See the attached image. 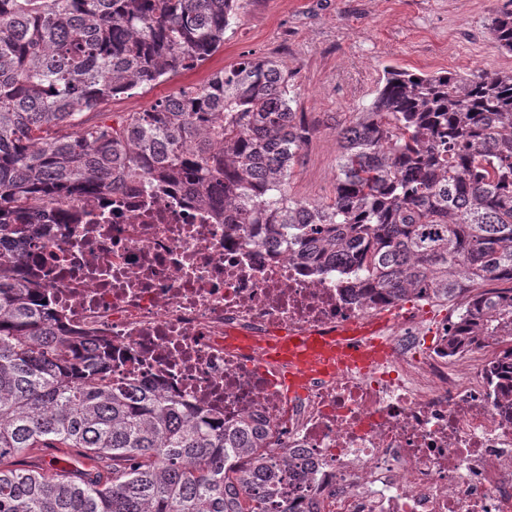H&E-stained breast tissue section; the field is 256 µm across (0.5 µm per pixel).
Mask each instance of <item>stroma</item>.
Masks as SVG:
<instances>
[{
	"label": "stroma",
	"mask_w": 512,
	"mask_h": 512,
	"mask_svg": "<svg viewBox=\"0 0 512 512\" xmlns=\"http://www.w3.org/2000/svg\"><path fill=\"white\" fill-rule=\"evenodd\" d=\"M512 0H237L224 45L201 65L117 96L108 112H140L197 87L225 66L269 58L288 73L297 111L315 131L288 187L299 200L332 196L336 125L369 105L397 65L415 73L512 72L489 27Z\"/></svg>",
	"instance_id": "stroma-1"
}]
</instances>
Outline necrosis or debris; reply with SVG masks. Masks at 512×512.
Returning a JSON list of instances; mask_svg holds the SVG:
<instances>
[{"label": "necrosis or debris", "instance_id": "4bbe7bcc", "mask_svg": "<svg viewBox=\"0 0 512 512\" xmlns=\"http://www.w3.org/2000/svg\"><path fill=\"white\" fill-rule=\"evenodd\" d=\"M75 208V224L47 210L53 236L20 276L70 336L111 346L113 380L247 425L290 512H512V336L449 347L426 293L391 303L335 262L315 272L278 237L224 227L186 184ZM352 329L376 361L329 374L276 352Z\"/></svg>", "mask_w": 512, "mask_h": 512}]
</instances>
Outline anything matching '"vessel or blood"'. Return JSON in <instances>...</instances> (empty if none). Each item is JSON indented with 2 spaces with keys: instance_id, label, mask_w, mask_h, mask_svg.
<instances>
[{
  "instance_id": "obj_1",
  "label": "vessel or blood",
  "mask_w": 512,
  "mask_h": 512,
  "mask_svg": "<svg viewBox=\"0 0 512 512\" xmlns=\"http://www.w3.org/2000/svg\"><path fill=\"white\" fill-rule=\"evenodd\" d=\"M279 352L301 367L326 371L334 369L337 362H359L370 355L359 338L351 336L338 346L311 337L291 336L280 345Z\"/></svg>"
}]
</instances>
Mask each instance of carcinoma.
I'll list each match as a JSON object with an SVG mask.
<instances>
[{
  "label": "carcinoma",
  "instance_id": "cac0c4a2",
  "mask_svg": "<svg viewBox=\"0 0 512 512\" xmlns=\"http://www.w3.org/2000/svg\"><path fill=\"white\" fill-rule=\"evenodd\" d=\"M235 0H0V512H267L278 467L244 429L112 381V352L67 336L15 277L50 235L35 219L102 188L189 183L226 224H256L392 299L429 290L453 327L512 336V73L395 66L338 132L327 201L288 183L313 128L288 75L243 60L107 123L84 113L203 61ZM512 53V10L490 25ZM74 448L90 466L31 453Z\"/></svg>",
  "mask_w": 512,
  "mask_h": 512
}]
</instances>
